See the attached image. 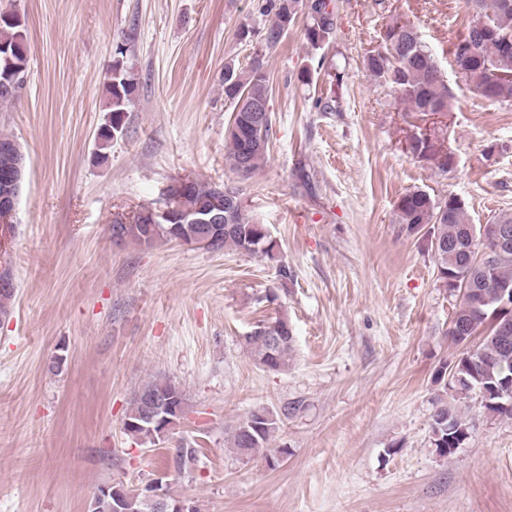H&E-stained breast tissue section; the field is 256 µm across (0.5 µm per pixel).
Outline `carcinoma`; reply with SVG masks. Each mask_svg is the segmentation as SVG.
<instances>
[{
  "label": "carcinoma",
  "mask_w": 512,
  "mask_h": 512,
  "mask_svg": "<svg viewBox=\"0 0 512 512\" xmlns=\"http://www.w3.org/2000/svg\"><path fill=\"white\" fill-rule=\"evenodd\" d=\"M486 19L481 29L467 27L466 35L454 44L453 56L461 68V76L471 93L490 103L512 105V80L501 73H512V51L501 47L504 39L512 40V0H473ZM258 11L267 17L262 48L254 53L245 67L232 63L224 66L221 77L224 97L233 105L231 121L225 130L227 159L232 169L248 178L266 159L273 133V120L260 126L253 122L251 106L255 102H270V85L266 53L276 48L296 24L298 15L307 19L304 36L311 48L318 50L329 43L336 30L335 0H259ZM9 50L11 63L0 58V102H9L19 96L13 88L15 76L27 74V46L23 21L0 22V51ZM113 58L107 91L108 119L100 133L99 147L106 148L112 140L122 136L128 112L138 88L135 70L124 63L125 48L118 45ZM364 66L372 80L380 86L398 93L412 112H440L452 108L451 94L435 53L421 39L416 28L398 19L391 20L381 34L380 48L364 58ZM8 145L13 152L0 150V170L10 169L22 152L13 138L0 136V147ZM409 154L417 158L432 159L442 171L454 164L453 154L443 163L439 152L423 133L416 134ZM240 196L233 185L219 187L199 180L188 184L173 182L163 190L165 206L171 214L200 215L211 205L218 192ZM396 221L405 231L414 235L427 228V240L440 243L434 254L438 280L448 284V273L453 272L470 288L485 296L487 301L474 306L469 296H456L452 320L467 326L471 337L479 340L469 344L462 336H453L459 346V356L450 364L442 362L434 383L443 390L462 394L486 393L482 402L494 414L512 417V330L500 331L497 320L498 294L503 288L512 289V248L497 254L489 265L476 266L468 249L471 219L464 202L450 197L439 200L423 190L409 191L395 204ZM200 224H182L173 218L159 215V209L144 207L131 222L119 224V237L151 247L160 242L180 241L191 244L201 231ZM215 238V251L231 250L257 256L277 263V274L282 282L292 278L288 265L278 262L279 244L266 226L248 217L244 206H233L224 212V223L211 225ZM258 363L269 371L288 367L293 352L294 336L286 318L257 327L246 337ZM155 396L164 403V410L153 422L147 421L142 395ZM188 409V395L184 388L169 378L155 377L141 384L132 394L124 433L136 441L155 446L169 436ZM296 410L283 406L274 413L265 408L253 410L240 419L231 430L232 448L249 458L265 451L266 461L274 466L284 448H270L268 443L280 423ZM431 444L436 453L447 457L461 447L467 439L468 428L463 417L448 402L435 404L431 415ZM120 507L112 497L94 496L88 512H151L139 488L123 486Z\"/></svg>",
  "instance_id": "obj_1"
}]
</instances>
